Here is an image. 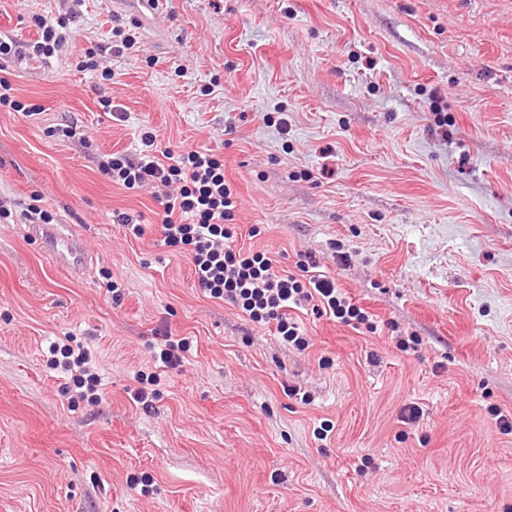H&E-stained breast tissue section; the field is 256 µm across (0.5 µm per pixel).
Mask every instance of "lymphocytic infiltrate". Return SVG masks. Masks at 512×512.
Listing matches in <instances>:
<instances>
[{"mask_svg":"<svg viewBox=\"0 0 512 512\" xmlns=\"http://www.w3.org/2000/svg\"><path fill=\"white\" fill-rule=\"evenodd\" d=\"M140 141L138 156L115 154L99 168L128 189L162 186L156 197L162 243L188 252L196 284L208 298L230 301L250 321L274 327L283 343L299 350L308 348L309 339L293 313L307 307L356 330L377 332L372 314L319 274L312 254H299L295 271L280 272L265 254L236 247L238 201L224 178L223 155L210 149L173 151L146 128ZM52 352L53 368L68 373L75 388L96 394L101 381L89 350L57 343Z\"/></svg>","mask_w":512,"mask_h":512,"instance_id":"obj_1","label":"lymphocytic infiltrate"}]
</instances>
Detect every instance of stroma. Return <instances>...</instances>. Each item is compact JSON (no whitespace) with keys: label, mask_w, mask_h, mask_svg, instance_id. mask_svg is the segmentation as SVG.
<instances>
[{"label":"stroma","mask_w":512,"mask_h":512,"mask_svg":"<svg viewBox=\"0 0 512 512\" xmlns=\"http://www.w3.org/2000/svg\"><path fill=\"white\" fill-rule=\"evenodd\" d=\"M36 15L70 19L46 60ZM1 35L0 77L40 113L0 108V512H512V433L486 412L512 413V0H0ZM90 48L111 79L79 70ZM144 125L223 155L237 246L279 270L315 255L378 332L301 313L302 351L206 298L153 188L99 169ZM37 194L83 241L79 273L23 221ZM164 329L191 343L180 367ZM63 335L100 400L70 404L49 370ZM140 371L161 377L148 409ZM164 337V348L160 351L161 361L169 368L181 366L183 353L190 348L189 342L185 338L173 339L168 333Z\"/></svg>","instance_id":"35a3bbf8"}]
</instances>
